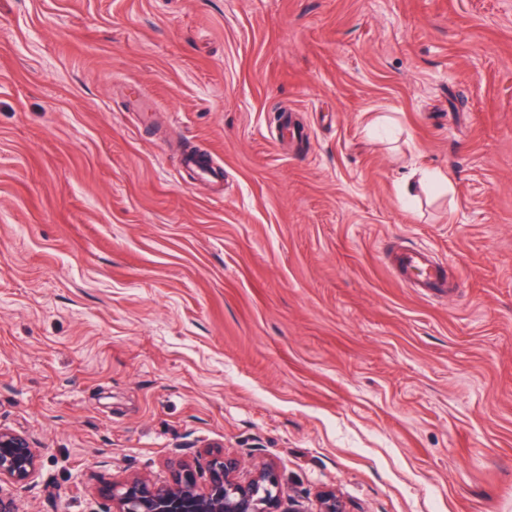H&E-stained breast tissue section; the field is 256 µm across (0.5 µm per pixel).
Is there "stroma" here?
Listing matches in <instances>:
<instances>
[{
	"mask_svg": "<svg viewBox=\"0 0 512 512\" xmlns=\"http://www.w3.org/2000/svg\"><path fill=\"white\" fill-rule=\"evenodd\" d=\"M0 424L20 512L212 446L303 512H512V0H0ZM197 155L187 154L183 158V166L186 171L198 180H204L213 184H224V168L211 166L208 163L200 165L197 161ZM395 263L400 280L411 283L420 296L446 295L453 288L444 269L423 248L404 250L395 257ZM39 450L28 437L0 427V483L16 492L29 485L38 471Z\"/></svg>",
	"mask_w": 512,
	"mask_h": 512,
	"instance_id": "35a3bbf8",
	"label": "stroma"
}]
</instances>
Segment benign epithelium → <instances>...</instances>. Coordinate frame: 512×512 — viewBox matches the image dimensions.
Masks as SVG:
<instances>
[{
  "mask_svg": "<svg viewBox=\"0 0 512 512\" xmlns=\"http://www.w3.org/2000/svg\"><path fill=\"white\" fill-rule=\"evenodd\" d=\"M39 450L28 437L0 427V483L15 491L29 485L38 471ZM171 480L155 484L140 477L112 482L104 490L111 512H282V490L270 465L246 481L237 476V459L213 453L207 462L208 480L201 485L196 469L184 457L170 460Z\"/></svg>",
  "mask_w": 512,
  "mask_h": 512,
  "instance_id": "1",
  "label": "benign epithelium"
}]
</instances>
